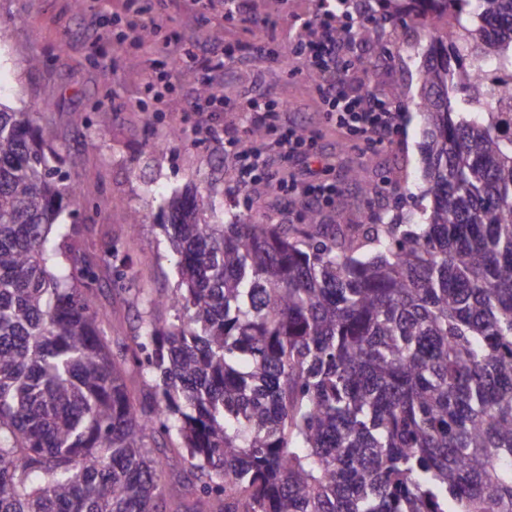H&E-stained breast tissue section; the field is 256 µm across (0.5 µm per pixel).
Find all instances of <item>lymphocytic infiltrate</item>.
<instances>
[{
  "instance_id": "lymphocytic-infiltrate-1",
  "label": "lymphocytic infiltrate",
  "mask_w": 512,
  "mask_h": 512,
  "mask_svg": "<svg viewBox=\"0 0 512 512\" xmlns=\"http://www.w3.org/2000/svg\"><path fill=\"white\" fill-rule=\"evenodd\" d=\"M342 22L332 0H317L313 16L302 22L304 32L294 45L306 59L316 91L329 118L358 135L374 151L384 148L399 130V112L385 97L364 95L359 89L362 64L348 45L336 38Z\"/></svg>"
}]
</instances>
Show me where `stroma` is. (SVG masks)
<instances>
[{
  "label": "stroma",
  "instance_id": "35a3bbf8",
  "mask_svg": "<svg viewBox=\"0 0 512 512\" xmlns=\"http://www.w3.org/2000/svg\"><path fill=\"white\" fill-rule=\"evenodd\" d=\"M121 4L84 0L78 9L73 0H0V102L33 111L60 157L62 174L79 189L63 218L78 225L79 254L97 267L99 280L88 298L105 335L131 337L139 322L177 319L176 310L156 309L145 300L178 285V257L159 225L162 203L173 192L198 191L205 200L201 217L212 224L240 216L299 226L312 211L322 224H353L359 213L393 208L391 185L402 177L411 194L407 208L424 207L423 123L412 102L424 51L419 30L404 35L375 25L353 43L355 56L372 63L368 79L374 92L399 85L408 93L400 104L399 133L386 149L364 156L354 136L328 119L302 58L291 51L316 0H252L250 13L234 21L224 20L221 0L181 11L151 0L155 21L137 32L146 45L142 51L116 40L127 27ZM397 38L404 41L399 51L373 58L374 43ZM238 40L256 42L266 59H235L214 75L212 91L234 88L244 102L272 93L286 102L280 122L314 138L311 168L316 179L335 182L338 193L331 202L291 190L294 170L281 160L273 130L262 142L270 156L269 177L243 183L225 142L253 145L243 131L244 113L197 111L204 76L196 58ZM163 70L169 87L159 95L149 91L146 78ZM100 110L109 113L107 124L98 123ZM353 167L360 168L359 179H348ZM132 208L145 217L133 232L126 228ZM112 244L118 249L113 265L134 272L128 283L116 282L101 265Z\"/></svg>",
  "mask_w": 512,
  "mask_h": 512
}]
</instances>
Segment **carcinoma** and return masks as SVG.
I'll use <instances>...</instances> for the list:
<instances>
[{
    "label": "carcinoma",
    "mask_w": 512,
    "mask_h": 512,
    "mask_svg": "<svg viewBox=\"0 0 512 512\" xmlns=\"http://www.w3.org/2000/svg\"><path fill=\"white\" fill-rule=\"evenodd\" d=\"M374 2L447 28L419 69L422 220L209 224L175 192L182 287L150 303L186 320L117 353L60 221L76 187L0 104V512H158L166 466L197 480L175 512H512V0Z\"/></svg>",
    "instance_id": "obj_1"
}]
</instances>
